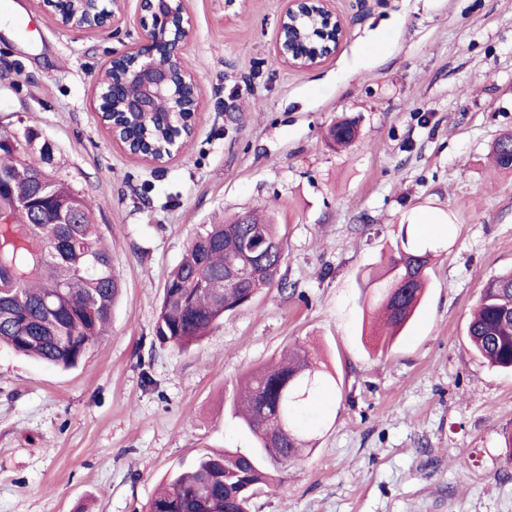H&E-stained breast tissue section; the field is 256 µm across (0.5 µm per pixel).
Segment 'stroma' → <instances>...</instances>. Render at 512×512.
<instances>
[{
  "label": "stroma",
  "instance_id": "obj_1",
  "mask_svg": "<svg viewBox=\"0 0 512 512\" xmlns=\"http://www.w3.org/2000/svg\"><path fill=\"white\" fill-rule=\"evenodd\" d=\"M335 55L278 58L283 0H188L202 97L181 152L155 166L99 120L97 82L138 34L59 25L41 0L0 15V135L109 226L123 291L100 347L62 371L0 347V512H147L200 454L248 448L238 382L289 344L336 382L304 412L318 444L250 512H512V372L469 348L484 282L512 270V0H333ZM358 119L348 150L325 135ZM264 210L286 232L287 290H261L181 351L154 337L170 271L199 225ZM433 253L426 298L390 348L362 290L401 238ZM492 157L502 170H512V133L501 135L493 144Z\"/></svg>",
  "mask_w": 512,
  "mask_h": 512
}]
</instances>
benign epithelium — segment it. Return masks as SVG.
I'll return each mask as SVG.
<instances>
[{
    "mask_svg": "<svg viewBox=\"0 0 512 512\" xmlns=\"http://www.w3.org/2000/svg\"><path fill=\"white\" fill-rule=\"evenodd\" d=\"M68 0H42L45 10L57 17L65 28L105 30L119 25L124 17L126 0H111L112 9H98V20L91 25L65 20L60 5ZM141 11L149 20L142 23L135 42L125 51L112 57L126 66V73L110 84L98 83L100 122L112 132V139L123 151L150 164L161 166L179 150V141L194 132L201 97L197 81L190 71L180 73L185 93L174 81L175 67L184 59V50L192 36L187 0H140ZM325 20L320 48L308 56L298 43L285 37V32L297 28L306 14ZM346 33L344 19L332 8L331 0H284L277 21L278 56L289 68L305 71L320 65L339 49ZM138 83V92L126 89L127 77ZM143 117L172 128L168 139L149 144L144 153L122 135L127 119Z\"/></svg>",
    "mask_w": 512,
    "mask_h": 512,
    "instance_id": "obj_1",
    "label": "benign epithelium"
}]
</instances>
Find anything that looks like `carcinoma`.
<instances>
[{"instance_id":"1","label":"carcinoma","mask_w":512,"mask_h":512,"mask_svg":"<svg viewBox=\"0 0 512 512\" xmlns=\"http://www.w3.org/2000/svg\"><path fill=\"white\" fill-rule=\"evenodd\" d=\"M328 137L339 148L355 145L357 120L337 122ZM492 157L498 168L512 170V133L494 142ZM64 209L81 214L82 221L59 223ZM0 214L8 219L0 223V345L62 370L74 368L102 340L122 290L105 229L92 222L82 196L14 150L0 157ZM247 218L248 224H204L190 238L165 283L154 324L159 343L187 349L261 289L288 288L280 276V225L256 212ZM254 232L277 242L279 251L259 261L242 259L241 279L224 282L239 242ZM430 256L405 241L388 258L384 282L369 278L378 284L372 293L384 317L382 345L393 343L418 310ZM467 336L475 354L512 371V271L483 285ZM331 379L302 344L290 347L279 364L245 375L232 415L253 436L254 447L199 456L170 475L148 512H248L255 493L282 490L278 473L302 465L316 444L301 426L300 412Z\"/></svg>"}]
</instances>
